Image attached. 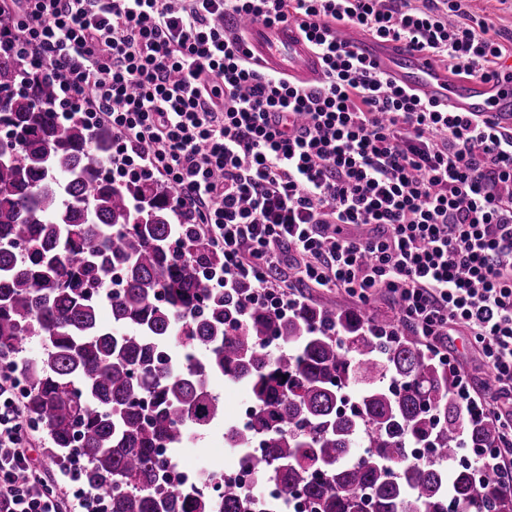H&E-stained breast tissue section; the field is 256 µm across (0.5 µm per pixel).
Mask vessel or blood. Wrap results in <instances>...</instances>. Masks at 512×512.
Listing matches in <instances>:
<instances>
[{"label": "vessel or blood", "mask_w": 512, "mask_h": 512, "mask_svg": "<svg viewBox=\"0 0 512 512\" xmlns=\"http://www.w3.org/2000/svg\"><path fill=\"white\" fill-rule=\"evenodd\" d=\"M246 45L256 62L293 82L314 84L322 71L318 55L293 23L242 21ZM340 37L360 57L375 63L402 86L459 112L496 119L512 130V83L463 77L436 64L406 41L377 40L359 28H340Z\"/></svg>", "instance_id": "b4317fda"}]
</instances>
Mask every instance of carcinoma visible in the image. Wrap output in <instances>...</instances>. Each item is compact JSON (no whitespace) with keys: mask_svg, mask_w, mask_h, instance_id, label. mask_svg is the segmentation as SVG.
Segmentation results:
<instances>
[{"mask_svg":"<svg viewBox=\"0 0 512 512\" xmlns=\"http://www.w3.org/2000/svg\"><path fill=\"white\" fill-rule=\"evenodd\" d=\"M52 85L0 43V358L34 337L25 409L48 442L44 467L80 463L86 512H253L236 481L212 501L169 489L157 449L221 413L209 382L248 385L255 412L231 448L260 439L258 480L281 484L276 512L304 496L313 512H512L491 470L457 463L499 425L457 396L458 376L391 322L294 300L286 314L224 291V258L184 226L171 191L112 180V130L67 117ZM121 284L99 320V286ZM274 339L278 351L269 349ZM426 444L431 459L410 449Z\"/></svg>","mask_w":512,"mask_h":512,"instance_id":"1","label":"carcinoma"}]
</instances>
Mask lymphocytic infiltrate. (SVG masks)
I'll list each match as a JSON object with an SVG mask.
<instances>
[{"mask_svg": "<svg viewBox=\"0 0 512 512\" xmlns=\"http://www.w3.org/2000/svg\"><path fill=\"white\" fill-rule=\"evenodd\" d=\"M7 38L65 110L112 130V177L166 184L224 257L217 287L284 310L289 282L395 302L431 347L466 333L491 373L512 490V132L426 101L338 30L410 41L455 74L501 79L512 56L467 0H0ZM295 23L323 61L292 83L254 63L239 22ZM23 360L0 368V512H67L32 462Z\"/></svg>", "mask_w": 512, "mask_h": 512, "instance_id": "obj_1", "label": "lymphocytic infiltrate"}]
</instances>
